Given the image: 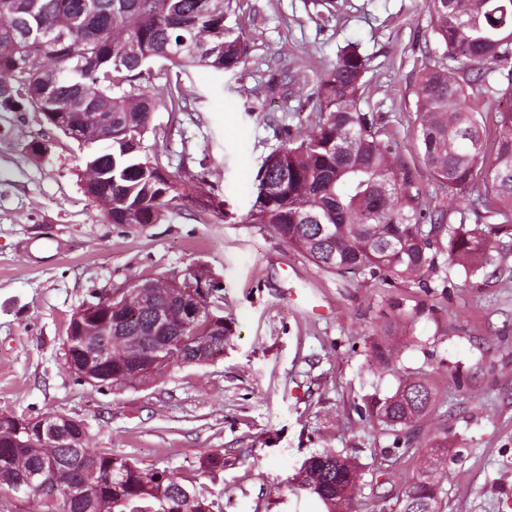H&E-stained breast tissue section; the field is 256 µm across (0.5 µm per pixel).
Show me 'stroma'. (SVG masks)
I'll return each instance as SVG.
<instances>
[{"instance_id":"obj_1","label":"stroma","mask_w":512,"mask_h":512,"mask_svg":"<svg viewBox=\"0 0 512 512\" xmlns=\"http://www.w3.org/2000/svg\"><path fill=\"white\" fill-rule=\"evenodd\" d=\"M226 27L249 42L244 68L180 75L188 109L151 114L159 158L178 188L158 224H111L84 191L83 152L35 112H0V412L82 421L89 445L193 482L220 512H323L294 486L326 448L357 458L350 512H387L413 476L387 460L395 434L355 408L403 376L437 398L419 439L448 446L444 512H503L512 496V254L471 273L452 265L446 294L373 285L318 268L269 226L245 223L264 159L282 130L305 131L308 85L358 44L369 60L364 110L400 142L416 119L414 86L436 47L423 0H233ZM43 144L41 154L28 150ZM62 249L35 261L21 247ZM192 272L217 288L224 354L147 387L99 391L64 360L71 315L142 278ZM399 351L373 344L385 316ZM223 456L201 473L198 458Z\"/></svg>"}]
</instances>
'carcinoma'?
Listing matches in <instances>:
<instances>
[{"mask_svg":"<svg viewBox=\"0 0 512 512\" xmlns=\"http://www.w3.org/2000/svg\"><path fill=\"white\" fill-rule=\"evenodd\" d=\"M232 0H0V112H37L62 136L78 133L81 148L110 141L84 160L86 194L114 224H157L177 187L165 175L145 137L151 112L183 111L180 79L170 70L203 67L221 74L245 66L249 46L225 27ZM438 52L420 71L414 93L417 124L411 157L383 118L361 108L368 60L358 47L341 50L313 85L308 131L287 134L264 160L255 200L243 221L267 224L320 269L361 276L375 284L412 279L426 292L439 259L473 273L490 253L512 251V108L491 114L483 103L512 101V0H424ZM455 62L450 68L445 61ZM166 75L154 85L152 66ZM498 73L506 87L490 82ZM496 134L487 135L489 120ZM440 189L445 204L427 195L423 179ZM470 212L475 223L447 222V205ZM173 281L155 279L149 306L123 321L127 336H146L151 307ZM215 337L213 355H224L225 327L185 329V336ZM87 336L112 344V371L131 351L89 324ZM190 342L169 368L195 363ZM436 395L423 378L409 377L384 399L373 398L358 414L391 427L404 442L385 449L389 458L408 453L416 474L392 495L409 512H440L445 452L436 438L414 441ZM0 413V489L28 479L51 463L56 482L35 485L44 512H204L208 499L195 486L153 468L91 448L88 435L63 445L34 439L24 463L11 454L10 420ZM112 489L101 483L109 474ZM359 465L333 449L307 458L298 486L315 494L326 512H345L359 487ZM86 482V495L70 497Z\"/></svg>","mask_w":512,"mask_h":512,"instance_id":"cac0c4a2","label":"carcinoma"}]
</instances>
